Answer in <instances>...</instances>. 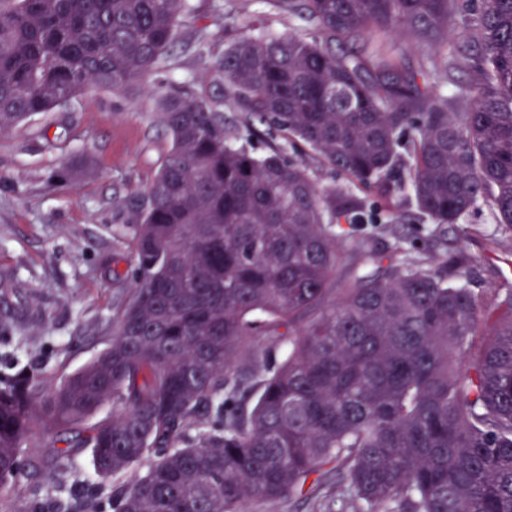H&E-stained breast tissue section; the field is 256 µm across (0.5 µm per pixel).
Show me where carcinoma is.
I'll return each instance as SVG.
<instances>
[{
    "label": "carcinoma",
    "mask_w": 512,
    "mask_h": 512,
    "mask_svg": "<svg viewBox=\"0 0 512 512\" xmlns=\"http://www.w3.org/2000/svg\"><path fill=\"white\" fill-rule=\"evenodd\" d=\"M276 2L316 33L246 36L215 62L246 124L388 201L410 191L438 228L483 204L512 236V0ZM187 14L0 0V134L144 80ZM399 37L432 49L465 108L418 83ZM160 110L171 146L140 193L131 295L78 372L0 378V490L52 430L103 477L145 467L96 512H248L303 492L309 512H512V290L482 332L467 258L443 273L400 239L358 248L336 283V221L363 200L278 145L238 143L204 98Z\"/></svg>",
    "instance_id": "cac0c4a2"
}]
</instances>
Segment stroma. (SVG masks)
<instances>
[{
	"label": "stroma",
	"instance_id": "stroma-1",
	"mask_svg": "<svg viewBox=\"0 0 512 512\" xmlns=\"http://www.w3.org/2000/svg\"><path fill=\"white\" fill-rule=\"evenodd\" d=\"M181 36L148 85L97 90L0 134V376L30 368L54 380L79 370L107 344L106 326L130 295V242L137 192L154 178L170 148L154 93L190 88L223 112L233 136L255 152L272 144L265 125L244 126L212 63L245 35L276 36L313 28L274 0H189ZM362 210L337 228L339 269L358 243L373 250L397 237L419 240L435 265L464 254L481 306L512 291V242H502L487 208L434 230L410 200L387 205L360 190ZM19 475L0 491V512H34L84 496L104 499L90 449L59 456L36 435L18 454Z\"/></svg>",
	"mask_w": 512,
	"mask_h": 512
}]
</instances>
